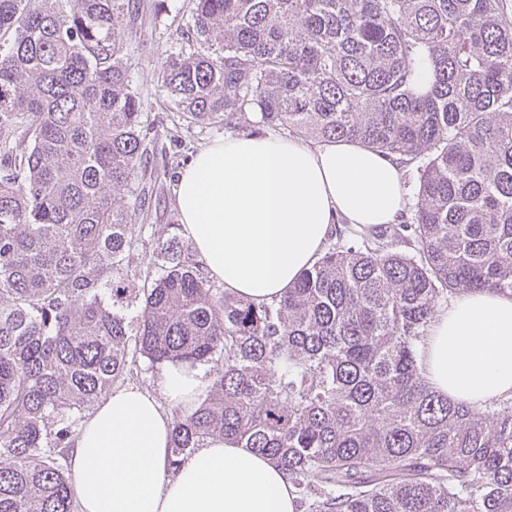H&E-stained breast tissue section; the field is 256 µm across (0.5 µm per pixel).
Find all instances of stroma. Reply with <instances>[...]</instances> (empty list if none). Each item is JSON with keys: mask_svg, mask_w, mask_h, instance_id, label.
I'll return each instance as SVG.
<instances>
[{"mask_svg": "<svg viewBox=\"0 0 512 512\" xmlns=\"http://www.w3.org/2000/svg\"><path fill=\"white\" fill-rule=\"evenodd\" d=\"M141 5L136 26L125 33L133 54L131 79L145 99L143 119L158 128L169 164L157 179L142 244L130 255L134 269L141 265L146 247L171 235L179 221L174 187L180 172L196 152L227 133L226 128L194 124L160 107L163 95L157 84L158 65L163 55L182 45L181 32L191 18L188 0H141Z\"/></svg>", "mask_w": 512, "mask_h": 512, "instance_id": "1", "label": "stroma"}]
</instances>
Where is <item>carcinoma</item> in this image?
Masks as SVG:
<instances>
[{
	"label": "carcinoma",
	"mask_w": 512,
	"mask_h": 512,
	"mask_svg": "<svg viewBox=\"0 0 512 512\" xmlns=\"http://www.w3.org/2000/svg\"><path fill=\"white\" fill-rule=\"evenodd\" d=\"M192 2L166 109L396 158L413 213L338 234L272 304L175 233L129 271L159 155L122 34L141 0H0V512H75L57 457L139 358L213 372L174 464L222 438L303 512H512V402L452 403L419 356L441 299L512 294V0Z\"/></svg>",
	"instance_id": "1"
}]
</instances>
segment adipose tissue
I'll return each mask as SVG.
<instances>
[{
  "label": "adipose tissue",
  "instance_id": "ef3b65f1",
  "mask_svg": "<svg viewBox=\"0 0 512 512\" xmlns=\"http://www.w3.org/2000/svg\"><path fill=\"white\" fill-rule=\"evenodd\" d=\"M181 232L208 275L257 303L282 298L320 259L340 220L397 223L402 173L352 142L310 146L271 132L228 134L198 152L175 186ZM432 390L453 403L512 400V295L464 292L439 309L421 346ZM201 367L171 365L156 390L114 389L70 450L77 512H298L265 457L221 438L170 467L172 406L206 395Z\"/></svg>",
  "mask_w": 512,
  "mask_h": 512
}]
</instances>
